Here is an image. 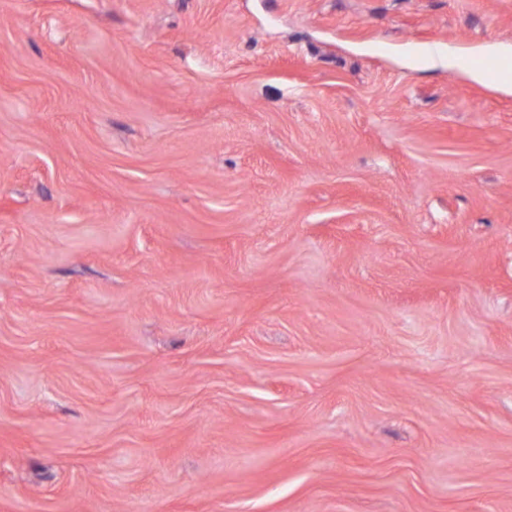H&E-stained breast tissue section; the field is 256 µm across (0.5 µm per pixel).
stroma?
I'll return each mask as SVG.
<instances>
[{
	"instance_id": "1",
	"label": "stroma",
	"mask_w": 512,
	"mask_h": 512,
	"mask_svg": "<svg viewBox=\"0 0 512 512\" xmlns=\"http://www.w3.org/2000/svg\"><path fill=\"white\" fill-rule=\"evenodd\" d=\"M512 0H0V512H512Z\"/></svg>"
}]
</instances>
